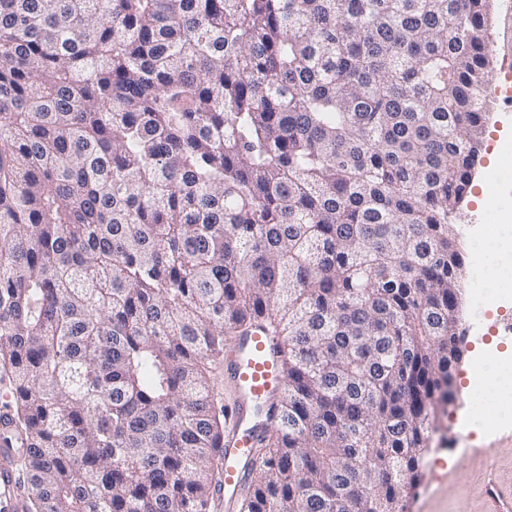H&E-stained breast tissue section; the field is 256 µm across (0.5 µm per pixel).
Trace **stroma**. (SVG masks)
<instances>
[{"instance_id": "35a3bbf8", "label": "stroma", "mask_w": 512, "mask_h": 512, "mask_svg": "<svg viewBox=\"0 0 512 512\" xmlns=\"http://www.w3.org/2000/svg\"><path fill=\"white\" fill-rule=\"evenodd\" d=\"M507 74L500 55H493L489 73L488 116L473 187L458 210L454 224L464 261L461 283L464 357L454 374L456 400L438 418L439 430L432 442L428 466L409 512H484L485 482L495 477L503 486L512 485V421L487 430L471 428L460 433L461 415L470 402L467 392L469 368L477 351L512 360V335L502 332L512 324V292L501 289L497 279L487 276L486 264L476 262L474 242L492 232L495 217L483 206L481 196L492 182L512 189V177L498 178L506 144L512 142V98L500 95ZM485 294L482 312L474 310L473 286Z\"/></svg>"}]
</instances>
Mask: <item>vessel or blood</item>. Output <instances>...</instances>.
I'll return each mask as SVG.
<instances>
[{
	"label": "vessel or blood",
	"mask_w": 512,
	"mask_h": 512,
	"mask_svg": "<svg viewBox=\"0 0 512 512\" xmlns=\"http://www.w3.org/2000/svg\"><path fill=\"white\" fill-rule=\"evenodd\" d=\"M280 359L279 338L260 323L231 338L224 349V377L236 389L237 402L231 411L233 424L224 433V483L210 501L212 512H237L245 487L257 476L255 450L265 438L283 387ZM13 433L0 411V512H28L24 482L15 467L24 445L8 443ZM484 512H512V487L488 480Z\"/></svg>",
	"instance_id": "vessel-or-blood-1"
}]
</instances>
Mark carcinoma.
Listing matches in <instances>:
<instances>
[{
	"label": "carcinoma",
	"instance_id": "obj_1",
	"mask_svg": "<svg viewBox=\"0 0 512 512\" xmlns=\"http://www.w3.org/2000/svg\"><path fill=\"white\" fill-rule=\"evenodd\" d=\"M491 0H0V383L32 512H207L213 368L282 337L242 512H408L455 400Z\"/></svg>",
	"mask_w": 512,
	"mask_h": 512
}]
</instances>
